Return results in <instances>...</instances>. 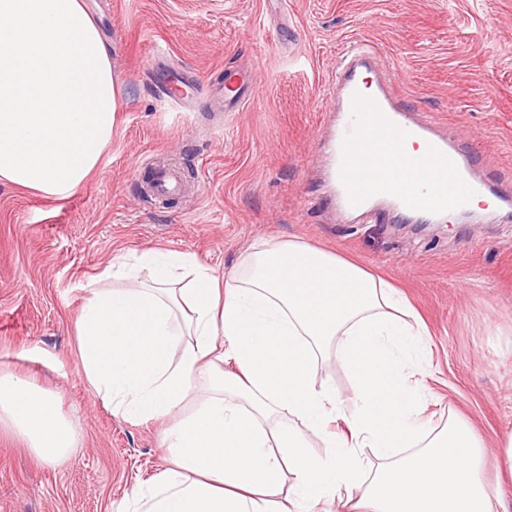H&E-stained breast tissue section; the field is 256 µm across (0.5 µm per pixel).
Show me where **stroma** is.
<instances>
[{
    "label": "stroma",
    "mask_w": 512,
    "mask_h": 512,
    "mask_svg": "<svg viewBox=\"0 0 512 512\" xmlns=\"http://www.w3.org/2000/svg\"><path fill=\"white\" fill-rule=\"evenodd\" d=\"M122 89L119 123L91 178L64 199L0 184V372L56 394L76 435L39 461L0 432V512H120L164 464L161 425L113 415L90 390L75 324L99 276L147 249L188 254L216 276L261 240L296 238L398 287L428 333L414 379L426 430L470 423L512 432V208L419 226L375 209L345 216L327 198L323 142L331 80L350 42L369 44L401 103L471 150L512 197V0H87ZM169 55L149 70L155 46ZM254 69L259 96L232 118L200 95L182 115L163 80L207 84ZM186 194L145 191L159 163Z\"/></svg>",
    "instance_id": "obj_1"
}]
</instances>
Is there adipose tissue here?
<instances>
[{
  "mask_svg": "<svg viewBox=\"0 0 512 512\" xmlns=\"http://www.w3.org/2000/svg\"><path fill=\"white\" fill-rule=\"evenodd\" d=\"M119 103L111 49L82 0H0V183L75 192L112 141ZM105 276L115 287L93 290L76 322L86 380L113 414L167 423V464L124 512H512L481 477L471 427H411L423 333L386 280L295 239L258 243L221 278L155 250ZM331 358L354 381L341 435L327 425L342 402L316 381ZM277 414L302 429L269 425ZM1 428L48 464L76 443L54 393L2 372ZM312 434L329 455L309 454ZM362 448L380 457L366 481Z\"/></svg>",
  "mask_w": 512,
  "mask_h": 512,
  "instance_id": "1",
  "label": "adipose tissue"
}]
</instances>
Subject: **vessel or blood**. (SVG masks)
<instances>
[{
  "instance_id": "1",
  "label": "vessel or blood",
  "mask_w": 512,
  "mask_h": 512,
  "mask_svg": "<svg viewBox=\"0 0 512 512\" xmlns=\"http://www.w3.org/2000/svg\"><path fill=\"white\" fill-rule=\"evenodd\" d=\"M373 51L367 44L352 47L344 67L332 83L327 109L340 113L325 142L329 187L338 204L350 212H365L378 204L411 215L439 216L466 211L474 197L492 188L477 178L470 151L438 136L434 120L412 118L398 105L389 86L362 89L371 69ZM257 91L252 77L238 70L224 77V109L239 111ZM420 144L428 161L427 174L416 177L408 169L406 142ZM184 177L173 168L158 170L152 191L156 197L182 194Z\"/></svg>"
}]
</instances>
